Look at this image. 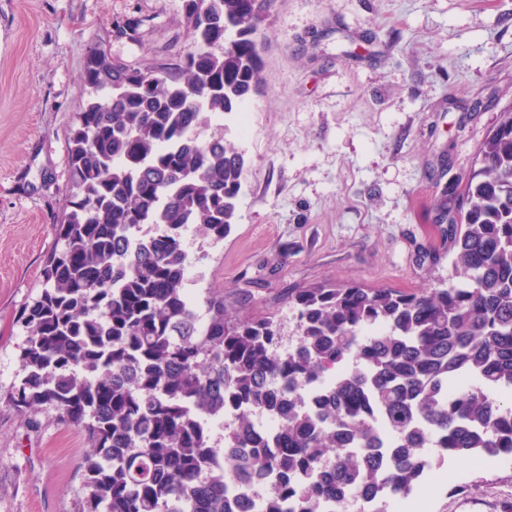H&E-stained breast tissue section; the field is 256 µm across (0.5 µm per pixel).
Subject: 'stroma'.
Returning a JSON list of instances; mask_svg holds the SVG:
<instances>
[{"label":"stroma","instance_id":"35a3bbf8","mask_svg":"<svg viewBox=\"0 0 512 512\" xmlns=\"http://www.w3.org/2000/svg\"><path fill=\"white\" fill-rule=\"evenodd\" d=\"M143 18L138 40L115 25ZM251 129L201 128L245 159L224 240L184 236L195 298L293 318L289 289L414 290L451 274L436 219L453 214L480 143L512 106V0H276L257 35ZM146 69L187 52L183 0H0V512H79L88 444L53 409L9 403L22 307L62 243L69 133L89 51ZM421 512H505L512 460L430 456Z\"/></svg>","mask_w":512,"mask_h":512}]
</instances>
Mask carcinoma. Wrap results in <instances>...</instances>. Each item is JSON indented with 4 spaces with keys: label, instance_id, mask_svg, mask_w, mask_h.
Masks as SVG:
<instances>
[{
    "label": "carcinoma",
    "instance_id": "carcinoma-1",
    "mask_svg": "<svg viewBox=\"0 0 512 512\" xmlns=\"http://www.w3.org/2000/svg\"><path fill=\"white\" fill-rule=\"evenodd\" d=\"M193 50L137 69L101 47L70 133L63 248L19 321L21 413L81 430L80 512H348L422 487L429 452L512 455V108L477 150L449 220L451 282L416 292L288 289L296 336L184 288V233L222 240L245 160L198 130L261 80L254 34L274 0H183ZM143 19L115 25L137 39ZM233 417L224 446L214 423ZM279 420L263 432L260 415Z\"/></svg>",
    "mask_w": 512,
    "mask_h": 512
}]
</instances>
